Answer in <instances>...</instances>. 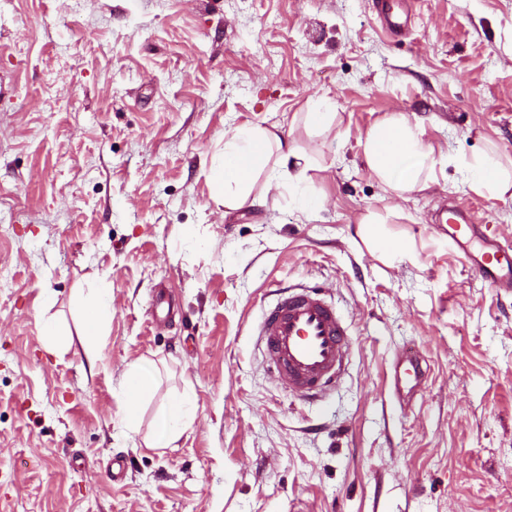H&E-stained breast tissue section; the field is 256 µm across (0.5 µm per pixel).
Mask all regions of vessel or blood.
<instances>
[{"label": "vessel or blood", "instance_id": "b4317fda", "mask_svg": "<svg viewBox=\"0 0 512 512\" xmlns=\"http://www.w3.org/2000/svg\"><path fill=\"white\" fill-rule=\"evenodd\" d=\"M379 2L382 23L395 31L407 27L411 16L404 9L406 0ZM441 230L459 249L471 274L496 286L512 283V252L483 237L467 209L449 210ZM477 241L482 244L478 250L473 247ZM259 340L269 369L301 399L323 398L335 387L352 347L349 329L336 306L306 288L277 291L263 315ZM426 372L418 353L403 352L392 365L395 395L416 392Z\"/></svg>", "mask_w": 512, "mask_h": 512}]
</instances>
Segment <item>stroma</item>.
Returning <instances> with one entry per match:
<instances>
[{
    "label": "stroma",
    "instance_id": "stroma-1",
    "mask_svg": "<svg viewBox=\"0 0 512 512\" xmlns=\"http://www.w3.org/2000/svg\"><path fill=\"white\" fill-rule=\"evenodd\" d=\"M402 33L373 0H0V512H512V288L468 273L434 222L471 210L512 245V197L459 163L512 161V0H411ZM327 100L332 133L306 123ZM389 112L451 148L432 188L385 196L359 138ZM276 129L312 158L292 193L226 208L224 139ZM401 210L410 251L370 254L358 219ZM335 302L353 349L336 389L298 400L267 371L269 282ZM107 284L106 338L77 332ZM164 290L175 309L156 322ZM430 371L397 398L390 366ZM154 362L138 430L120 382ZM193 420L150 448L155 417ZM80 307L85 311L87 318L93 323L91 327L81 334L80 341L89 355L93 354L101 336L95 326L100 313L106 311L110 306V294L107 288L101 286L99 288H91L78 297ZM192 414L193 404L188 395L172 400L157 421L147 447L170 448L187 429Z\"/></svg>",
    "mask_w": 512,
    "mask_h": 512
}]
</instances>
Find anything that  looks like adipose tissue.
<instances>
[{
	"mask_svg": "<svg viewBox=\"0 0 512 512\" xmlns=\"http://www.w3.org/2000/svg\"><path fill=\"white\" fill-rule=\"evenodd\" d=\"M359 144L370 175L384 193L401 198L427 189L437 180L435 152L406 113L386 114L369 127ZM310 167L308 154L275 132L242 126L224 141V160L212 176L215 195L223 199L225 207L235 209L266 203L286 185L299 191L302 210L313 211L320 207V199L302 192ZM463 177L479 194L502 196L512 191V169L487 153L464 162ZM386 222L385 216L371 214L361 219L360 229L373 253L394 258L405 253L407 245L386 231ZM156 375L157 368L150 363H134L125 371L121 389L129 427H137L140 400L152 388ZM192 414L190 397L172 400L154 427L149 447H170L185 432Z\"/></svg>",
	"mask_w": 512,
	"mask_h": 512,
	"instance_id": "ef3b65f1",
	"label": "adipose tissue"
}]
</instances>
